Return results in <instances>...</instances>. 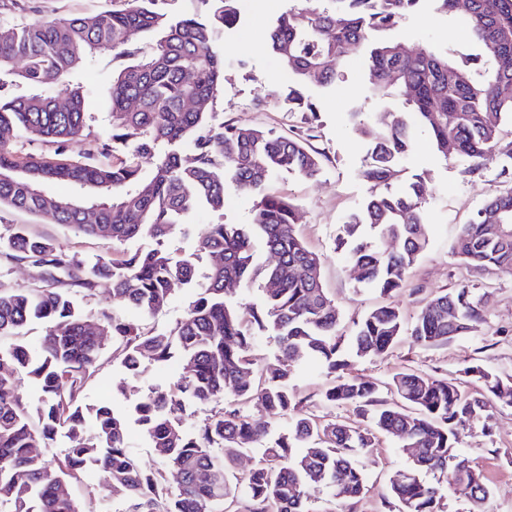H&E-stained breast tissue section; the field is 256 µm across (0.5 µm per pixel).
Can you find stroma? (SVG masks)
I'll list each match as a JSON object with an SVG mask.
<instances>
[{
    "label": "stroma",
    "mask_w": 512,
    "mask_h": 512,
    "mask_svg": "<svg viewBox=\"0 0 512 512\" xmlns=\"http://www.w3.org/2000/svg\"><path fill=\"white\" fill-rule=\"evenodd\" d=\"M288 0H238L235 23L224 32V87L217 102V121L245 127H260L277 135L306 136L324 154L318 177L306 179L286 172L274 174L269 188L288 197L298 208L297 231L306 245L322 257L321 279L340 316V329L352 333L356 323L374 308L397 307L405 321H412L423 304V295L447 291L461 283L489 292L485 322L477 335L465 336L442 347H424L405 337L378 357L349 358L344 377H360L378 383L393 374L412 369L431 377L463 378L472 362L495 371L512 373V271L479 275L466 269L451 250L460 224L488 199L512 187V126L503 128L500 155L479 170H471L464 158L444 159L434 150L427 134L416 132L412 151L400 162L401 174L390 183L400 190L414 175H422L430 189L427 211L429 245L412 268L407 287L389 296L358 280V272L345 251L337 249L336 238L371 192L362 176L369 163V144L351 128L349 114L358 109L377 112L379 106L369 94V73L360 58L350 57L335 85L323 88L306 85L305 96L317 105L316 113L290 111L286 96L288 77L278 58L267 47V36L279 9ZM123 0H0V24L25 19H53L91 15L104 9L123 8ZM417 45L439 49L476 52L458 19L438 11L434 0H420L416 12L392 33ZM255 197L228 191L222 212L197 211L196 225L224 222L246 224L252 216ZM23 224L32 232L54 239L66 252L78 253L87 261L119 250L154 248L148 238L116 244L106 239L78 236L42 216L0 210V233L9 225ZM139 377L128 376L111 351L99 358L85 402L113 404L125 411L152 387H168L174 382V367L143 362ZM289 383L305 398L310 411L347 419L352 409L346 405L326 406L319 400L328 379L316 363L306 361L291 369ZM461 451L472 465L483 470L493 492L486 512H512V408L493 410L484 422L475 424L462 436ZM407 457L395 440L381 438L373 455L365 458L367 492L358 503L331 500L327 491L312 487L307 491L314 512H386L390 474L403 467ZM72 491L83 512H121L122 494L113 492L112 478L92 466L74 483Z\"/></svg>",
    "instance_id": "1"
}]
</instances>
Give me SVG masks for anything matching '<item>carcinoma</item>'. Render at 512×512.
Returning a JSON list of instances; mask_svg holds the SVG:
<instances>
[{"instance_id": "cac0c4a2", "label": "carcinoma", "mask_w": 512, "mask_h": 512, "mask_svg": "<svg viewBox=\"0 0 512 512\" xmlns=\"http://www.w3.org/2000/svg\"><path fill=\"white\" fill-rule=\"evenodd\" d=\"M210 2L206 17L169 15L156 8L158 0H125L120 10L0 27V207L44 215L85 237L119 243L148 237L157 244L89 264L22 224L0 235V261L28 262L48 281L0 289V337L14 339L0 350V512H81L70 480L90 464L103 466L113 487L126 492L124 512H310L305 503L312 485L356 503L367 483L359 459L373 454L380 434L419 449L388 479L399 512H446L450 489L466 498L469 512H486L492 489L460 452V437L493 408L512 407L511 374L472 363L464 369L468 389V383L405 369L387 383L400 404L380 397L374 382L340 379L321 390V399L353 407L355 417L331 421L308 412L288 384L291 364L304 357L334 377L348 352L381 356L402 336L431 347L472 335L484 321L488 292L462 285L434 294L409 325L397 308L378 307L342 340L338 312L320 279L322 257L299 236L296 206L264 192L281 170L318 175L320 153L299 138L214 123L224 84L218 40L236 11L235 0ZM332 2L333 10L285 7L269 47L288 73V102L310 112L314 104L297 87L334 83L354 50L369 69L372 97L404 98L406 109H385L372 123L365 112L350 113L352 129L370 144L363 176L372 192L337 240L359 281L390 294L405 287L428 243L427 193L419 177L400 194L380 187L397 177L415 126L445 159L464 157L474 170L494 160L501 126L512 122V0H470L460 22L481 52L460 59L389 37L420 0ZM108 54L117 62L108 130L95 136L81 73ZM91 136L99 157L63 156V146ZM20 139L53 144L57 153H23L16 148ZM143 157L152 159L148 171L139 163ZM54 183L72 193H49ZM230 189L260 195L251 222L192 231L190 215L223 210ZM92 208L94 224L85 220ZM178 228L195 238L193 252L181 257L165 247ZM257 239L273 257L264 266L254 263ZM452 252L469 270H512V189L460 225ZM201 253L212 258L206 284L167 335L146 331L115 309L89 317L76 307L77 297L94 296L107 280L113 298L149 317L174 288L194 287ZM256 281L264 307L250 327L239 321L231 298ZM35 320L45 330L33 351L22 330ZM269 330L282 363L257 369L249 352ZM109 340L132 377L146 359H177L173 388H152L133 407L151 447L176 472L174 488L163 470L144 469L126 448L125 416L106 404H84ZM21 374L42 392L34 408L19 392ZM253 407L262 418L253 417ZM193 409L202 416L186 429L182 417ZM284 416L289 433L266 447L244 476L230 474L239 452L261 442ZM60 426L68 427L69 447L63 458L48 459L42 449ZM428 472L438 475L436 482L424 478Z\"/></svg>"}]
</instances>
